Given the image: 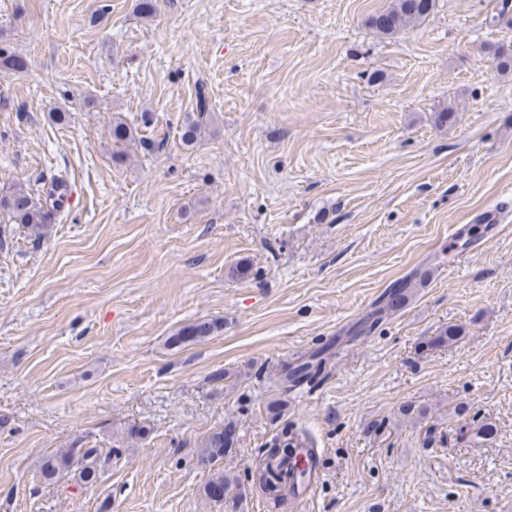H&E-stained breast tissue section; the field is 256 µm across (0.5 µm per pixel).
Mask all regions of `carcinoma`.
<instances>
[{"label":"carcinoma","mask_w":512,"mask_h":512,"mask_svg":"<svg viewBox=\"0 0 512 512\" xmlns=\"http://www.w3.org/2000/svg\"><path fill=\"white\" fill-rule=\"evenodd\" d=\"M436 0H390L389 5L372 15L369 25L379 34L393 36L400 31L415 27L425 22L434 13ZM496 71L499 74L512 73V47L499 45L493 49ZM28 62L25 58L0 48V72L19 74L27 71ZM197 114L188 118L181 135L182 141L189 144L197 139L205 130L208 121L204 119L207 110V98L204 89L197 93ZM112 140L116 143H131L135 134L130 125L124 121H115L111 128ZM68 198V185L62 179H55L47 188L40 192L22 183H16L0 189V210L6 212L11 221L32 231H39L52 223L61 215ZM411 281L403 280L386 290L371 309L351 328L349 335H361L371 332L380 322L402 310L409 302ZM217 329L216 323L201 320L187 325L170 338L171 344L180 346L187 342H199L212 335ZM465 327L457 324L443 326L431 340L434 347H445L457 343L465 336ZM330 359L323 356L319 349L307 357H302L289 364L279 376L281 394L286 395L303 385L313 386L324 380L328 375ZM235 427L230 424L209 434L203 442V450L198 456V463L203 466H214L224 458L227 449L233 447ZM305 433L288 431L276 434L268 446L265 459L256 464L251 471V481L267 498L274 501H285L294 496L300 489L297 474L289 469L276 479L267 476V460L279 457L288 462L294 450L308 447ZM101 451L98 448H66L44 458L40 470L44 478L53 479L64 474H73L77 485L87 486L95 483L99 477ZM231 484L224 470L215 469L203 487L204 496L213 502L218 501L214 491L224 489Z\"/></svg>","instance_id":"carcinoma-1"}]
</instances>
